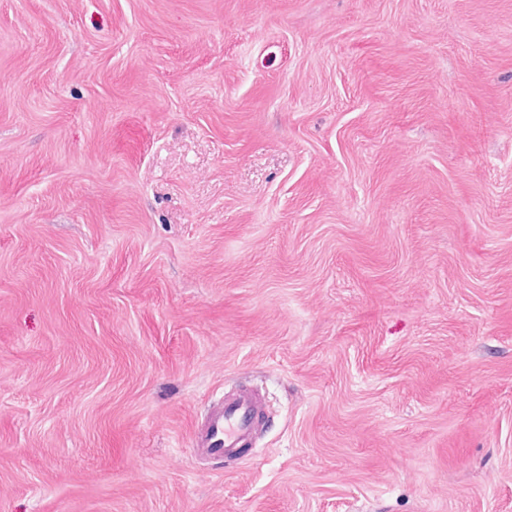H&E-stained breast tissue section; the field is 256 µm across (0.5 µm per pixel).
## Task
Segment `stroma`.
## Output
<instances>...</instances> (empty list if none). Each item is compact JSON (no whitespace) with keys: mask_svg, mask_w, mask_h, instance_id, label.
I'll use <instances>...</instances> for the list:
<instances>
[{"mask_svg":"<svg viewBox=\"0 0 512 512\" xmlns=\"http://www.w3.org/2000/svg\"><path fill=\"white\" fill-rule=\"evenodd\" d=\"M0 512H512V0H0ZM265 414L264 402L254 389L224 394L193 430L194 453L224 462L240 459L246 451L256 449V434L264 424Z\"/></svg>","mask_w":512,"mask_h":512,"instance_id":"1","label":"stroma"}]
</instances>
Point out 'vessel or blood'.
Here are the masks:
<instances>
[{"mask_svg": "<svg viewBox=\"0 0 512 512\" xmlns=\"http://www.w3.org/2000/svg\"><path fill=\"white\" fill-rule=\"evenodd\" d=\"M265 421V405L257 391L242 388L224 396L209 409L192 433L194 452L226 462L254 449Z\"/></svg>", "mask_w": 512, "mask_h": 512, "instance_id": "vessel-or-blood-1", "label": "vessel or blood"}]
</instances>
